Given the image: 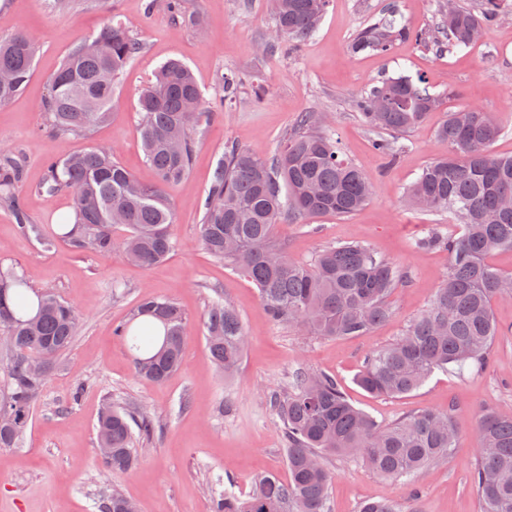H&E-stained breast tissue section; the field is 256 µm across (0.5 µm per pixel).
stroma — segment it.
I'll return each instance as SVG.
<instances>
[{"label": "stroma", "instance_id": "stroma-1", "mask_svg": "<svg viewBox=\"0 0 512 512\" xmlns=\"http://www.w3.org/2000/svg\"><path fill=\"white\" fill-rule=\"evenodd\" d=\"M450 0H330L316 32L306 41L275 40L271 0H181L179 14L146 12L147 0H0V38L26 32L39 49L26 87L0 106V147L17 151L23 166L21 202L31 223L50 229L73 210L68 191H39L47 161L97 145L138 179L155 178L139 135L138 98L168 59L178 58L196 77L208 115L194 127L188 176L172 187L176 247L162 263L143 269L121 252L96 255L57 240L44 250L0 204V264L11 266L37 290L50 288L79 311L82 322L71 348L54 363L33 406L19 447L0 448V512H96L98 497L120 486L139 512H213L224 490L252 494L261 477L287 480L285 444L269 401L297 368L336 375L355 406L377 422L393 423L425 409H453L458 439L448 460L432 465L411 498L403 481L380 476L361 463L329 456L334 473L330 512H358L366 500H395L405 512H479L470 487L483 409L512 412V298L492 310L505 327L480 374L435 372L419 389L399 397H373L356 384L364 359L402 336L429 305L448 274L443 251L419 252L413 243L431 225L461 234L447 214L407 206L404 194L429 162L447 153L438 128L448 112L476 106L493 112L502 134L493 150L512 154V0L482 41L437 53L429 43ZM412 35L392 51L352 52L358 33L389 11ZM121 19L140 43L119 78L109 121L85 135L61 137L45 119L48 81L63 58L111 18ZM423 41H416L415 33ZM274 51H264L268 41ZM234 75L237 94L225 101L223 78ZM423 79L440 107L399 136L394 163L372 147L377 133L357 102L374 83L396 76ZM305 112H318L324 128L372 185L369 203L348 217L332 215L279 224L289 255L310 260L323 247L360 240L394 262L405 279L389 298L388 319L362 336L324 338L272 322L256 286L214 262L200 241L203 204L224 147L233 143L272 156L282 135ZM173 300L185 316L180 367L166 381L136 376L126 342L114 333L144 293ZM224 297L238 311L249 336L238 371L227 379L210 361L203 318L209 301ZM146 406L163 420L155 439L139 448V463L116 475L96 447L95 424L105 398Z\"/></svg>", "mask_w": 512, "mask_h": 512}]
</instances>
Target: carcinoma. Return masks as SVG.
I'll list each match as a JSON object with an SVG mask.
<instances>
[{
	"instance_id": "obj_1",
	"label": "carcinoma",
	"mask_w": 512,
	"mask_h": 512,
	"mask_svg": "<svg viewBox=\"0 0 512 512\" xmlns=\"http://www.w3.org/2000/svg\"><path fill=\"white\" fill-rule=\"evenodd\" d=\"M276 35L300 41L311 36L329 0H274ZM504 0H483L479 14L459 12L458 27H442L438 48L468 46L464 33L498 23ZM409 29L395 16L363 29L352 49L387 53ZM36 41L27 34L0 39V104L30 80ZM139 44L126 25L112 19L77 45L52 76L44 112L60 135L87 132L111 115L118 75ZM438 105L429 91L406 77L387 78L358 100L364 121L380 132L404 134ZM205 99L190 69L178 59L161 65L139 99V131L156 182L143 184L115 160L112 148L96 146L48 162L39 189L73 192V216L60 221V237L79 252L120 251L136 265L151 267L176 246L174 213L166 189L182 181L192 164L191 132L204 116ZM502 127L493 113L464 106L438 130L448 153L426 165L407 188L415 208L443 211L463 227L458 237L434 229L419 239V250L448 252L449 270L426 311L404 336L365 358L356 382L374 396L396 397L422 386L436 371L478 372L491 361V344L502 334L491 303L512 296V274L489 263L499 249H512V155L492 145ZM23 171L15 154L0 153V203L17 224L41 237L28 223L18 188ZM371 185L342 152L338 141L317 130L311 112L285 135L270 158L238 146L224 150L204 201L200 224L203 249L232 266L257 287L271 320L325 337L361 336L389 317L388 299L404 273L369 246L350 241L321 250L311 262L288 256L275 241L277 224L287 218L346 217L371 198ZM124 227L121 236L115 229ZM0 335L10 343L0 393V448H16L28 426L34 401L55 360L67 351L79 328L78 310L48 289L34 290L12 267L0 265ZM184 314L176 303L143 296L115 334L131 346L137 375L161 383L178 368L184 343ZM205 340L218 371H236L248 336L236 310L222 300L209 306ZM272 407L286 443L288 482L259 480L243 499L226 489L214 512H329L327 491L334 474L324 456L344 454L375 473L414 482L426 467L448 456L457 431L452 411L421 410L388 426L380 425L348 399L336 376L299 368ZM159 417L149 410L109 404L97 422L98 447L111 448L105 463L115 474L137 462L138 442L152 439ZM480 448L470 482L481 512H512V413L493 409L481 415ZM112 494L98 512H136L134 503ZM359 512H402L391 501H366Z\"/></svg>"
}]
</instances>
